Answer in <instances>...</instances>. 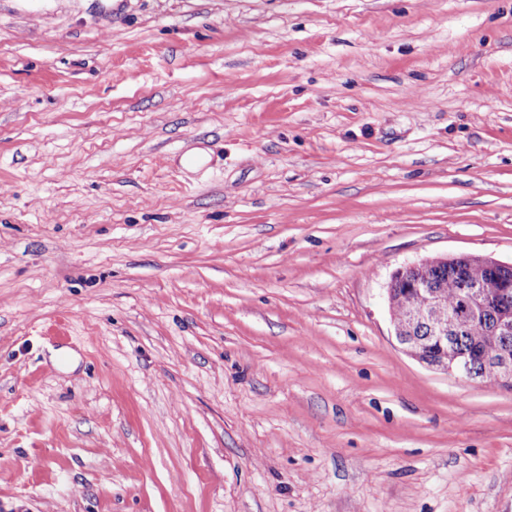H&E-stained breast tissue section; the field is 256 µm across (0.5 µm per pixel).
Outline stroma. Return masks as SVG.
<instances>
[{
	"instance_id": "stroma-1",
	"label": "stroma",
	"mask_w": 512,
	"mask_h": 512,
	"mask_svg": "<svg viewBox=\"0 0 512 512\" xmlns=\"http://www.w3.org/2000/svg\"><path fill=\"white\" fill-rule=\"evenodd\" d=\"M512 261V0H0V512H512V387L392 272Z\"/></svg>"
}]
</instances>
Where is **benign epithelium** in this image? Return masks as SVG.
Returning a JSON list of instances; mask_svg holds the SVG:
<instances>
[{
    "label": "benign epithelium",
    "mask_w": 512,
    "mask_h": 512,
    "mask_svg": "<svg viewBox=\"0 0 512 512\" xmlns=\"http://www.w3.org/2000/svg\"><path fill=\"white\" fill-rule=\"evenodd\" d=\"M480 266L485 276L479 281L469 278L467 266ZM454 273L459 288V307L445 313L442 291L436 285L438 274ZM418 294L422 306L404 310L401 318L394 315V288L399 282ZM388 306L392 336L400 348L411 358L427 367L451 374L467 381L476 379L471 357L458 351L453 340L472 320L490 319L487 341L493 345L512 339V263H505L479 255H446L427 258L396 269L388 286ZM428 332L427 339L439 348L433 360L422 352L414 333ZM497 373L498 383L512 387V352L504 348L494 357L485 359Z\"/></svg>",
    "instance_id": "benign-epithelium-1"
}]
</instances>
